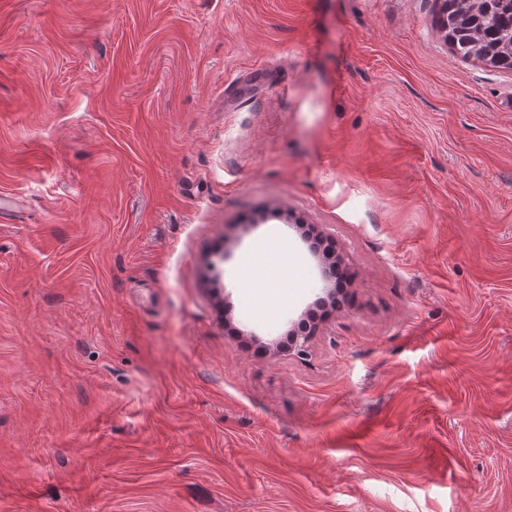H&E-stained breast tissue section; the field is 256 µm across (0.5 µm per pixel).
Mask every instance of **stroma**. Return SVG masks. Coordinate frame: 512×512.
I'll return each mask as SVG.
<instances>
[{
    "label": "stroma",
    "instance_id": "obj_1",
    "mask_svg": "<svg viewBox=\"0 0 512 512\" xmlns=\"http://www.w3.org/2000/svg\"><path fill=\"white\" fill-rule=\"evenodd\" d=\"M441 7L0 0V512H512V71ZM258 250V249H257ZM246 265H253L263 269L267 287L280 288L282 283L288 281V265L284 262L275 261L271 258L270 250L267 245L262 244V249L258 250L246 262Z\"/></svg>",
    "mask_w": 512,
    "mask_h": 512
}]
</instances>
